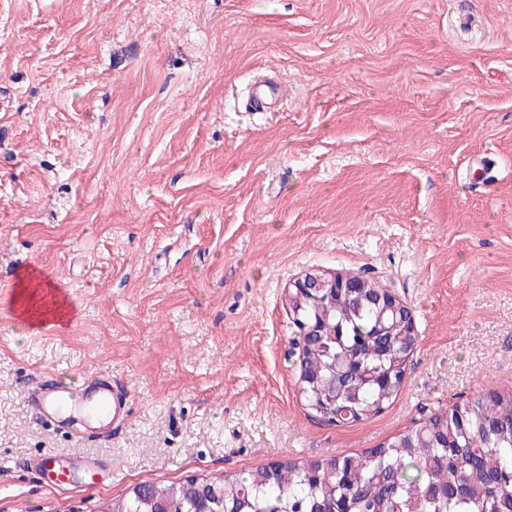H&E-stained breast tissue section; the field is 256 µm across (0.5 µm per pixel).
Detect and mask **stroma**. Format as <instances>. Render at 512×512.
<instances>
[{"instance_id": "35a3bbf8", "label": "stroma", "mask_w": 512, "mask_h": 512, "mask_svg": "<svg viewBox=\"0 0 512 512\" xmlns=\"http://www.w3.org/2000/svg\"><path fill=\"white\" fill-rule=\"evenodd\" d=\"M281 81L254 111L255 81ZM395 289L396 401L331 424L285 305L310 270ZM77 316L19 318L28 272ZM101 375L90 441L23 392ZM512 389V0H0V512H100L136 484L362 453ZM81 449L102 481L29 466Z\"/></svg>"}]
</instances>
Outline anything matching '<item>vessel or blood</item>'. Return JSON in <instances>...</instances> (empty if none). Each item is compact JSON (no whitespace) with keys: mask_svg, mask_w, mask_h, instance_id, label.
I'll return each mask as SVG.
<instances>
[{"mask_svg":"<svg viewBox=\"0 0 512 512\" xmlns=\"http://www.w3.org/2000/svg\"><path fill=\"white\" fill-rule=\"evenodd\" d=\"M250 97L254 105L274 109L282 99L279 83L255 84ZM28 406L47 426L64 434L81 437H105L128 417L126 392L109 379H88L80 391L52 380L30 387L25 393Z\"/></svg>","mask_w":512,"mask_h":512,"instance_id":"obj_1","label":"vessel or blood"}]
</instances>
